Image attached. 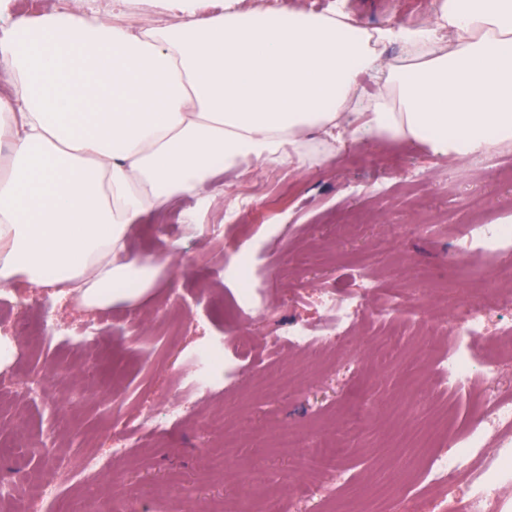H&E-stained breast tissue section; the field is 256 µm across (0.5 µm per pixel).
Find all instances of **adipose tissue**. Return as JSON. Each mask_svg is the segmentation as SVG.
<instances>
[{"label": "adipose tissue", "mask_w": 512, "mask_h": 512, "mask_svg": "<svg viewBox=\"0 0 512 512\" xmlns=\"http://www.w3.org/2000/svg\"><path fill=\"white\" fill-rule=\"evenodd\" d=\"M85 2L0 27V288L138 300L162 262L130 255L131 231L222 167L372 138L459 159L512 145V0H434L431 23L374 29L339 5L146 0L179 20L138 32Z\"/></svg>", "instance_id": "obj_1"}]
</instances>
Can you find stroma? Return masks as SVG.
Returning a JSON list of instances; mask_svg holds the SVG:
<instances>
[{
  "instance_id": "35a3bbf8",
  "label": "stroma",
  "mask_w": 512,
  "mask_h": 512,
  "mask_svg": "<svg viewBox=\"0 0 512 512\" xmlns=\"http://www.w3.org/2000/svg\"><path fill=\"white\" fill-rule=\"evenodd\" d=\"M365 27L420 23L432 0H345ZM211 204L197 213L186 196L148 216L128 247L142 256L170 257L154 288L133 303L86 309L56 303L50 288H18L17 311L39 323L49 304L67 335L59 345L18 337L20 359L0 374L30 381L29 393L0 394V440L22 435L27 448L0 455V478H17L0 512H220L225 501L280 512H452L468 492L448 479L430 488L412 474L430 451L416 434L449 408L455 429L478 421L489 391L512 394V361L490 386L437 399L424 338L375 363L384 331L371 314L302 359L266 342L289 323L318 324L322 288H354L353 268L380 273L379 301H402L404 313L439 306L453 312L469 288L453 277L459 243L453 232L472 210L486 222L512 219V146L463 162L434 158L394 140H370L314 165H254L250 175L225 171L203 189ZM252 267L263 314L236 313L232 270ZM254 345L236 384L187 391L192 354L207 341ZM273 371L287 383L276 395L251 389L254 375ZM184 400V419L159 429L145 415L164 416ZM223 418V432L201 427ZM293 430L297 445L277 448L275 435ZM335 433L338 466L316 494L301 496L304 453ZM130 437L113 455L112 437ZM103 458L101 475L67 478L75 456ZM63 473L58 493L30 510L27 496L47 470Z\"/></svg>"
}]
</instances>
